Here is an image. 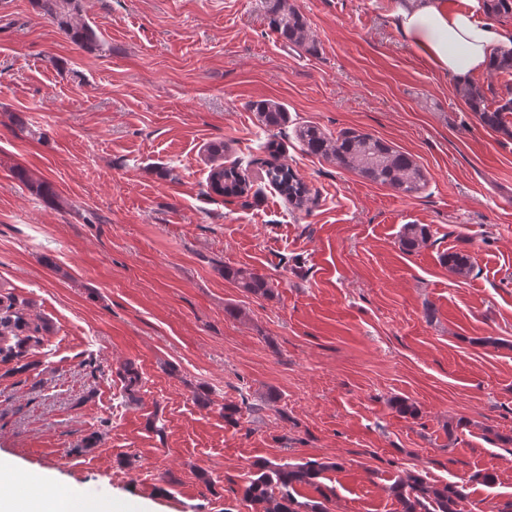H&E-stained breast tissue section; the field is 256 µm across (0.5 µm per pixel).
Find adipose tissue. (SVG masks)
Here are the masks:
<instances>
[{
	"label": "adipose tissue",
	"instance_id": "ef3b65f1",
	"mask_svg": "<svg viewBox=\"0 0 512 512\" xmlns=\"http://www.w3.org/2000/svg\"><path fill=\"white\" fill-rule=\"evenodd\" d=\"M476 0L451 6L449 0H394L391 16L406 39L435 68L462 85L486 72L498 55L512 50V30L479 21L473 9ZM43 478L22 472L19 486L27 497L6 506L4 512H70L61 494L44 495Z\"/></svg>",
	"mask_w": 512,
	"mask_h": 512
}]
</instances>
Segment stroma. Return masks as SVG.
<instances>
[{
  "label": "stroma",
  "instance_id": "1",
  "mask_svg": "<svg viewBox=\"0 0 512 512\" xmlns=\"http://www.w3.org/2000/svg\"><path fill=\"white\" fill-rule=\"evenodd\" d=\"M273 2L82 0L89 51L33 0H0V295L43 327L40 349L0 362V461L124 512H254L253 462L309 459L332 468L294 496L323 512H398L390 488L409 471L462 486L463 512H500L512 135L396 31L392 0H290L311 54L269 29ZM260 100L287 109L280 160L310 208L261 180ZM303 124L386 140L425 189L406 198L305 153ZM214 141L247 161L253 192L207 193ZM406 224L429 246L403 252ZM451 251L468 278L443 265ZM241 266L272 294L225 278ZM224 276L232 279L246 293L268 296L273 292L270 282L261 274L247 268H225Z\"/></svg>",
  "mask_w": 512,
  "mask_h": 512
}]
</instances>
